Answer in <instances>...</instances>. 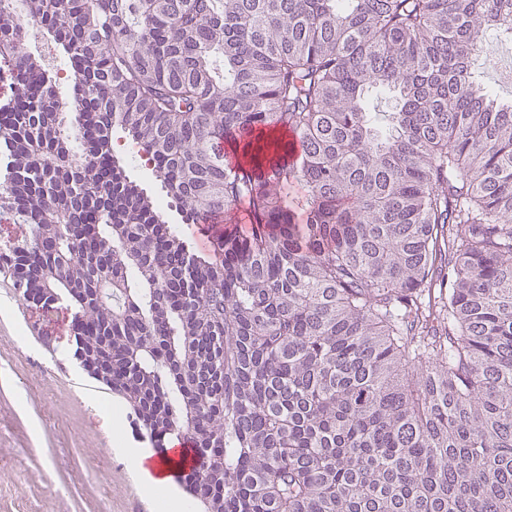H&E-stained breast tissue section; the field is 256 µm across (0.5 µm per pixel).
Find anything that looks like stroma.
Segmentation results:
<instances>
[{"label": "stroma", "instance_id": "35a3bbf8", "mask_svg": "<svg viewBox=\"0 0 512 512\" xmlns=\"http://www.w3.org/2000/svg\"><path fill=\"white\" fill-rule=\"evenodd\" d=\"M487 41L494 51L475 78L510 101L512 40L491 31ZM112 147L130 180L165 199L138 145L117 129ZM73 316L65 305L47 313L25 303L0 274V512H157L115 450L119 440L150 442L128 415L113 438L110 412L124 402L74 359Z\"/></svg>", "mask_w": 512, "mask_h": 512}]
</instances>
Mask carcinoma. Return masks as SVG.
Returning a JSON list of instances; mask_svg holds the SVG:
<instances>
[{
    "mask_svg": "<svg viewBox=\"0 0 512 512\" xmlns=\"http://www.w3.org/2000/svg\"><path fill=\"white\" fill-rule=\"evenodd\" d=\"M25 23L72 64L76 122ZM489 30L512 39V0H0V209L25 226L0 269L74 310V358L154 447L191 437L203 512H512V103L473 76ZM116 126L185 221L245 211L250 235L211 226L190 253ZM112 147L114 155L124 166L130 180L157 199L168 201V205L163 207L164 220L178 232H183L191 251L196 254L210 253L211 242L208 233H204L203 226L185 223L179 204L166 196L165 189H162L160 181L156 179L153 163H149L139 146L120 129H115L112 133Z\"/></svg>",
    "mask_w": 512,
    "mask_h": 512,
    "instance_id": "1",
    "label": "carcinoma"
}]
</instances>
